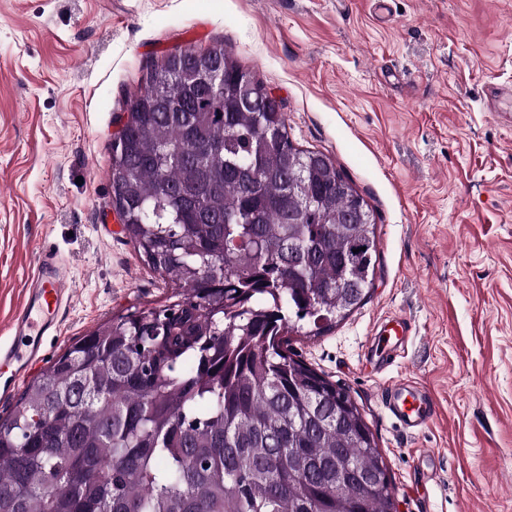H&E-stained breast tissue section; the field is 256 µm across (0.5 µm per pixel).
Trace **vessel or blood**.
<instances>
[{
	"label": "vessel or blood",
	"mask_w": 512,
	"mask_h": 512,
	"mask_svg": "<svg viewBox=\"0 0 512 512\" xmlns=\"http://www.w3.org/2000/svg\"><path fill=\"white\" fill-rule=\"evenodd\" d=\"M68 300L66 280L54 258H44L33 274L14 316L9 343L0 345V396L8 395L17 378L29 372L42 360L39 341L42 336L58 331ZM410 332L404 320L387 323L371 340L376 357L397 351ZM385 407L406 430L417 432L434 418L431 396L413 383L393 384L387 392Z\"/></svg>",
	"instance_id": "obj_1"
}]
</instances>
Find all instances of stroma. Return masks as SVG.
<instances>
[{"label":"stroma","mask_w":512,"mask_h":512,"mask_svg":"<svg viewBox=\"0 0 512 512\" xmlns=\"http://www.w3.org/2000/svg\"><path fill=\"white\" fill-rule=\"evenodd\" d=\"M231 50L372 209L365 303L291 349L348 390L397 512H512V0H0V344L44 255L71 300L52 360L164 304L112 209L110 144L147 65ZM412 330L389 365L370 340ZM409 380L437 406L410 434ZM385 407L409 432H418L434 418L431 396L409 381L393 384L387 392Z\"/></svg>","instance_id":"35a3bbf8"}]
</instances>
